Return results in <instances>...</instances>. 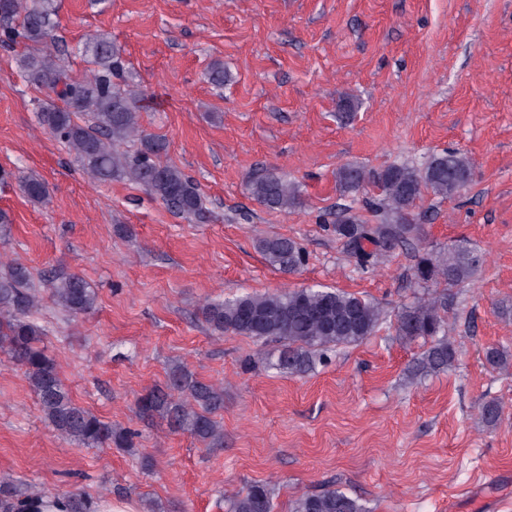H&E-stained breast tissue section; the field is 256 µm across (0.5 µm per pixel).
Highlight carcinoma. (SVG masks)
<instances>
[{"label": "carcinoma", "mask_w": 512, "mask_h": 512, "mask_svg": "<svg viewBox=\"0 0 512 512\" xmlns=\"http://www.w3.org/2000/svg\"><path fill=\"white\" fill-rule=\"evenodd\" d=\"M54 0H0V42L24 43L18 67L28 82L49 88L56 100L41 106L39 124L67 145L94 181H127L140 186L178 215L202 217L203 198L198 186L182 170L160 160L161 141L142 134L138 121L139 93L129 84L120 47L105 33L84 46L93 69L83 78L69 75L58 63ZM473 180L467 156L457 151L431 155L420 165L391 164L379 171L347 165L336 172V191L355 197L367 186L378 190L369 203L372 219L345 209L334 222L336 238L356 265L366 269L380 254L421 235L412 209L426 193L444 200L456 196ZM21 188L34 203L48 198L45 182L27 175ZM250 198L260 206L288 212L303 205L298 185L274 171L253 174L247 183ZM258 248L281 272L293 273L305 265L307 254L292 238L264 237ZM481 254L459 242L439 251L416 255L410 286H443L444 291L420 299L395 313L396 331L407 340L430 339L432 344L416 360L414 374L449 370L458 351L447 337L449 290L474 282L483 267ZM56 306L67 316L92 311L97 294L77 274L49 280ZM39 298L32 289L29 269L13 263L0 271V353L20 367L34 392L45 420L62 436L85 448H130L133 433L78 405L64 385L55 360L42 347L45 328L34 318ZM205 323L216 334L232 333L257 341H277L280 348L268 361L271 369L304 375L328 352L355 346L377 335L390 312L365 296L313 285L284 292L245 294L203 305ZM486 362L494 369L509 366L507 353L489 348ZM137 412L159 416L169 426L194 436L205 447L223 442V432L213 415L224 409V390L175 366L161 387L141 395ZM495 399L481 406L485 423L499 420ZM62 503V512H94L84 492L45 497L26 494L0 481V512H42L47 502ZM228 512H274L273 494L263 483H253L229 500ZM293 512H366L358 499L341 490H326L298 498Z\"/></svg>", "instance_id": "1"}]
</instances>
